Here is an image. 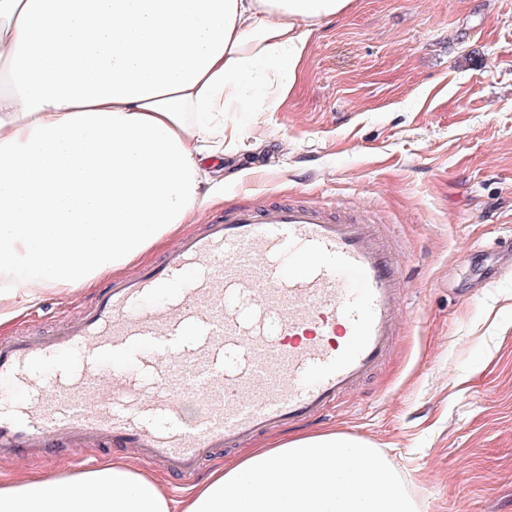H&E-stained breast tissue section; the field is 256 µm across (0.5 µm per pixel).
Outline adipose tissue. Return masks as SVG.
Masks as SVG:
<instances>
[{"label":"adipose tissue","instance_id":"ef3b65f1","mask_svg":"<svg viewBox=\"0 0 512 512\" xmlns=\"http://www.w3.org/2000/svg\"><path fill=\"white\" fill-rule=\"evenodd\" d=\"M350 0H0V328L92 287L224 192L260 87L291 88ZM0 512H416L387 458L333 432L217 464L181 500L123 459L0 477Z\"/></svg>","mask_w":512,"mask_h":512}]
</instances>
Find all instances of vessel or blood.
Returning a JSON list of instances; mask_svg holds the SVG:
<instances>
[{
	"mask_svg": "<svg viewBox=\"0 0 512 512\" xmlns=\"http://www.w3.org/2000/svg\"><path fill=\"white\" fill-rule=\"evenodd\" d=\"M402 270L364 210L305 200L226 211L162 261L114 280L64 325L0 342V454L25 461L120 444L195 478L217 451L315 420L385 359ZM137 356L140 374L123 367ZM74 362L52 384L32 365ZM188 391L206 401L193 423Z\"/></svg>",
	"mask_w": 512,
	"mask_h": 512,
	"instance_id": "obj_1",
	"label": "vessel or blood"
}]
</instances>
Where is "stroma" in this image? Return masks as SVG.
<instances>
[{"label":"stroma","instance_id":"stroma-1","mask_svg":"<svg viewBox=\"0 0 512 512\" xmlns=\"http://www.w3.org/2000/svg\"><path fill=\"white\" fill-rule=\"evenodd\" d=\"M259 149L224 160L235 205L364 206L402 259L400 333L337 412L305 425L386 454L418 512H512V0H354L313 33L283 102L250 94ZM48 293L0 337L61 323Z\"/></svg>","mask_w":512,"mask_h":512}]
</instances>
